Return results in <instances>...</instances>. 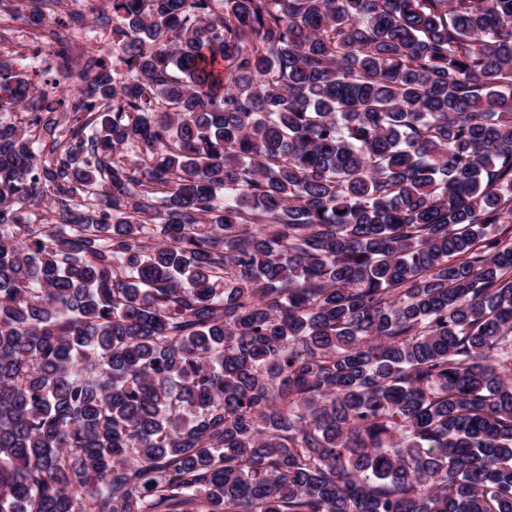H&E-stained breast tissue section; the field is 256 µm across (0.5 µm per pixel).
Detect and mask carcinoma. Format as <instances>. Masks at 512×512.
I'll return each instance as SVG.
<instances>
[{
	"label": "carcinoma",
	"instance_id": "carcinoma-1",
	"mask_svg": "<svg viewBox=\"0 0 512 512\" xmlns=\"http://www.w3.org/2000/svg\"><path fill=\"white\" fill-rule=\"evenodd\" d=\"M99 23L0 60V512H512V0ZM108 1L80 0L79 3L84 5L87 14L88 27L85 30H71V47L67 56L70 67L78 68L77 65L82 64L89 55H96L105 60L112 59V24L103 29L96 23V18L103 14L112 17ZM12 22L6 17V14L2 12L0 18V58H8L12 62L16 63V67L20 68L21 71L30 74L29 79L33 83L39 84V82L49 76L57 79H62L64 76L63 61L61 58L56 56H48V52L44 49L42 43L37 42L35 39H29L24 41L22 45V54L28 57H47V61L37 66V73L33 72L34 64L28 66L29 60H24V56H20L18 53V40L19 38L14 37H3V31L11 28Z\"/></svg>",
	"mask_w": 512,
	"mask_h": 512
}]
</instances>
